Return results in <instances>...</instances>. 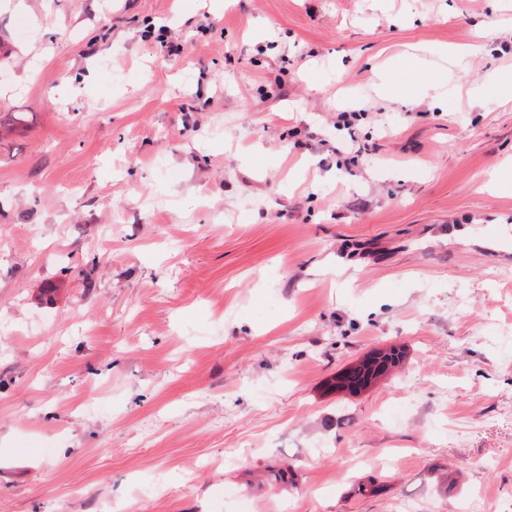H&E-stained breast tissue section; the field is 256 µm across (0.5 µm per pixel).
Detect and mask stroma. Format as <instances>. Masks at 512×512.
I'll list each match as a JSON object with an SVG mask.
<instances>
[{
    "label": "stroma",
    "mask_w": 512,
    "mask_h": 512,
    "mask_svg": "<svg viewBox=\"0 0 512 512\" xmlns=\"http://www.w3.org/2000/svg\"><path fill=\"white\" fill-rule=\"evenodd\" d=\"M511 82L512 0H0V512H512ZM405 358L406 352L398 346L373 350L357 363L338 372L331 379L329 389L347 394L362 392L377 383L374 381L377 376H382V379L388 378L392 373V370H389V368L399 367ZM344 379L359 380L363 385L360 389L344 391L345 386L342 383Z\"/></svg>",
    "instance_id": "obj_1"
}]
</instances>
